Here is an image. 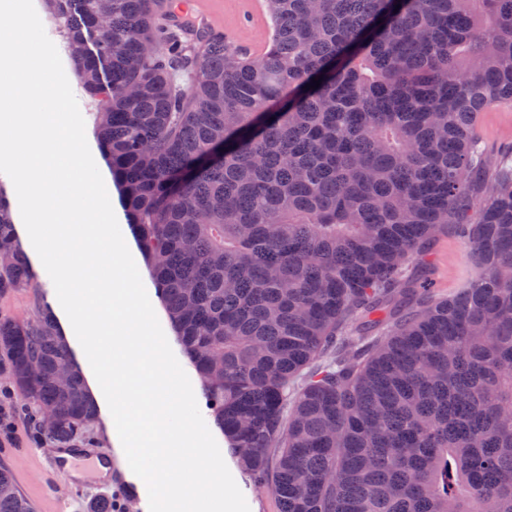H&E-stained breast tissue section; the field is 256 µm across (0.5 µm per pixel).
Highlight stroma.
<instances>
[{"mask_svg": "<svg viewBox=\"0 0 512 512\" xmlns=\"http://www.w3.org/2000/svg\"><path fill=\"white\" fill-rule=\"evenodd\" d=\"M34 7L47 36L56 45L60 54L64 71L85 120V133L90 151L102 174L107 192L114 206H121L120 188L112 178L111 167L101 151L97 138L94 106L73 70L65 41L56 27L54 18L49 13L45 0H34ZM479 131L489 150L501 155H511L512 107L504 106L482 113ZM132 256L168 343L192 383L205 423L215 440L223 441L224 434L211 416L202 382L180 345L177 332L168 317L164 302L154 286L151 269L140 248H133ZM423 261L427 266L428 277L433 288L438 293L445 295L456 292L477 274L468 250L457 238L448 234L442 235L433 242L428 253L424 255ZM31 271L34 282L40 287L39 293L21 291L9 298L0 299V312L23 317L30 313L34 304L40 303L50 307L57 318L59 329L72 351L75 362L81 371H89L90 364L57 299L51 278L40 261H33ZM47 450V445L27 436L23 424L18 423L13 429L0 431V464L7 466L12 471L21 493L35 505L36 512H60L62 506L65 505L69 506L71 512H89L91 503L108 498L125 504L127 512H149L148 500L138 501L129 497L128 488L131 479L127 470L123 468L113 470L111 477L104 481L98 479L94 472H86L79 500L70 501L69 496L72 489L68 483L60 481L51 486L44 479L42 462Z\"/></svg>", "mask_w": 512, "mask_h": 512, "instance_id": "obj_1", "label": "stroma"}]
</instances>
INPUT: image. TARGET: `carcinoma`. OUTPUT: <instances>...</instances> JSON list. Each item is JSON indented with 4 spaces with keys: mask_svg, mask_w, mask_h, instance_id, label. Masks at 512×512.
Masks as SVG:
<instances>
[{
    "mask_svg": "<svg viewBox=\"0 0 512 512\" xmlns=\"http://www.w3.org/2000/svg\"><path fill=\"white\" fill-rule=\"evenodd\" d=\"M184 352L275 512H512V0H266L258 55L181 0H46ZM184 73L188 86L176 83ZM322 77L311 89L312 78ZM457 235L479 273L426 268ZM0 299L33 287L0 191ZM0 393L74 448L98 408L48 308ZM0 512H35L0 466ZM479 131L486 147L500 155L512 154V107L481 112ZM422 258L427 265L432 287L441 294L456 292L477 274L468 250L448 233L433 242L429 252Z\"/></svg>",
    "mask_w": 512,
    "mask_h": 512,
    "instance_id": "1",
    "label": "carcinoma"
}]
</instances>
